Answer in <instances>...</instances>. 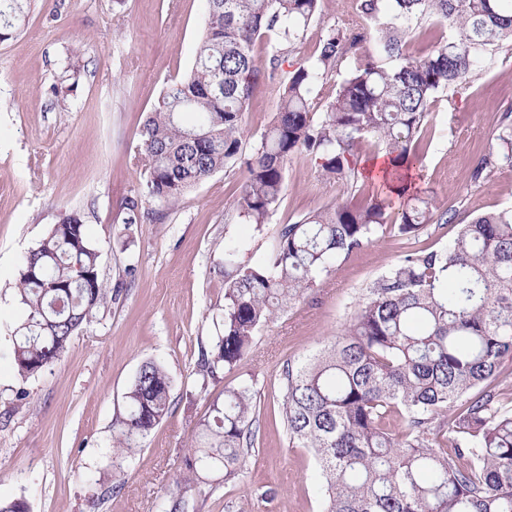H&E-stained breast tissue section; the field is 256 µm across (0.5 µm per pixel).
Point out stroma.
I'll list each match as a JSON object with an SVG mask.
<instances>
[{"mask_svg":"<svg viewBox=\"0 0 512 512\" xmlns=\"http://www.w3.org/2000/svg\"><path fill=\"white\" fill-rule=\"evenodd\" d=\"M357 0H322L295 59L312 56L324 28L356 17ZM207 18L206 0H31L26 24L0 40V497L25 498L30 512H158L176 486L198 424L240 376L256 380L260 438L244 472L218 486L202 512H321L309 476L312 454L291 447L279 405L282 369L343 333L362 289L407 248L384 232L338 264L322 284L266 328L238 370L197 388L200 345L215 328L210 309L224 303V243H245V263L267 256L279 225L341 198L309 156L288 162L286 188L269 224L245 223L236 209L244 175L218 170L161 218L127 223V199L142 196L137 164L143 118L163 89L191 69ZM73 56L77 86L60 61ZM279 104V85L257 86L245 113L257 145ZM512 112V44L463 87L431 108L428 144L416 168L452 224H430L420 245L440 247L474 216L512 209V168L471 178ZM78 212L99 252L100 277L118 296L73 336L38 375L12 365L14 326L24 317L20 261L63 214ZM162 362L172 379L171 409L124 475L108 464L112 423L140 365Z\"/></svg>","mask_w":512,"mask_h":512,"instance_id":"obj_1","label":"stroma"}]
</instances>
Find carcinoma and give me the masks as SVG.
I'll return each mask as SVG.
<instances>
[{
  "label": "carcinoma",
  "mask_w": 512,
  "mask_h": 512,
  "mask_svg": "<svg viewBox=\"0 0 512 512\" xmlns=\"http://www.w3.org/2000/svg\"><path fill=\"white\" fill-rule=\"evenodd\" d=\"M29 0H0V39L26 18ZM208 18L190 72L164 89L141 128L138 163L146 200L127 202L128 224L173 207L220 169H240L237 201L248 224L276 211L295 154L314 158L320 176L346 198L283 224L268 258L239 261L224 245V306L211 315L217 335L201 349L200 390L237 369L260 332L288 304L317 287L333 266L386 230L392 194L403 198L393 233L417 241L437 211L434 193L412 188L403 171L419 160L431 104L468 84L487 54L512 42V0H357L361 22L330 25L317 54L280 86L278 111L260 142L244 147V118L260 69L257 39L276 35L267 78H276L304 39L320 0H207ZM381 56L356 51L365 26ZM434 19L454 35L432 53L406 52L408 23ZM344 78L328 88L333 74ZM374 139L387 161L381 183L360 199L361 147ZM496 150L472 170L479 180L512 167V113ZM21 260L24 319L14 329L13 367L23 378L57 361L71 338L112 298L99 276V254L76 213L64 215ZM512 358V210L482 214L457 227L442 248L414 247L363 291L345 332L283 368L281 413L294 448L316 460L322 512H512V404L497 380ZM254 378L224 389L200 446L158 512H201L208 477L242 474L260 431ZM171 378L158 362L139 367L113 422L111 464L120 472L168 413Z\"/></svg>",
  "instance_id": "cac0c4a2"
}]
</instances>
